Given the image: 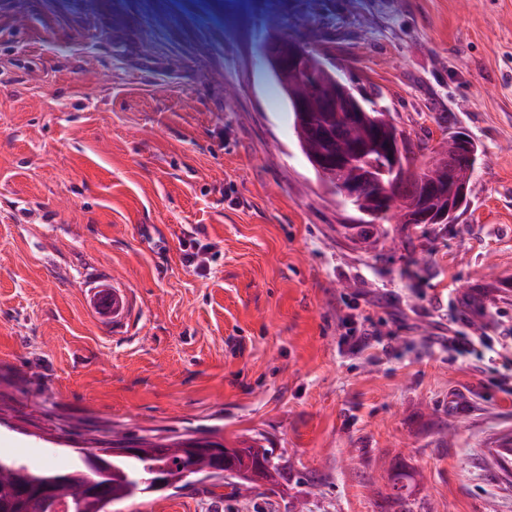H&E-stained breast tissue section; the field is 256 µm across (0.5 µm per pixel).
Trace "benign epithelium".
Masks as SVG:
<instances>
[{"label": "benign epithelium", "instance_id": "7a95c632", "mask_svg": "<svg viewBox=\"0 0 512 512\" xmlns=\"http://www.w3.org/2000/svg\"><path fill=\"white\" fill-rule=\"evenodd\" d=\"M263 58L284 70H293L306 77L307 95L295 99L298 124L310 140H318L325 149L311 154L313 166L320 177L355 209L373 218H386L395 224H446L459 212L467 196V185L456 181L459 168L468 162V155L457 152L448 156V181L456 182L453 193L440 195V184L429 177L414 179L407 171L405 157L408 141L396 128H391L384 139L374 135L350 138V153H336V140L344 138L342 130L329 124L317 122L311 113L310 100L318 98L329 111L346 113L352 127L364 124L366 106L354 91L342 82H336V91L326 94L320 83L309 77L307 68L308 46L300 39L283 37L264 45ZM384 155L392 167L400 171L399 178L390 183L375 179L369 169H359L356 175H347L348 169L356 166L357 160L374 152ZM141 444L130 441L93 451L76 449L77 456L93 475L82 490L81 499L111 498L109 482L111 468L109 458L115 455H133L140 452ZM182 453L193 459L204 458L207 466L191 474L195 482L220 481L228 475L248 476L258 479L253 473L238 471L232 466L234 449L224 443L208 439L188 437L182 440ZM140 493L164 492L174 489V484L161 470H156L141 481Z\"/></svg>", "mask_w": 512, "mask_h": 512}]
</instances>
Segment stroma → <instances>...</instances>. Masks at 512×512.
Segmentation results:
<instances>
[{
	"label": "stroma",
	"instance_id": "1",
	"mask_svg": "<svg viewBox=\"0 0 512 512\" xmlns=\"http://www.w3.org/2000/svg\"><path fill=\"white\" fill-rule=\"evenodd\" d=\"M272 31L412 142L469 134L468 208L353 238L262 65ZM365 316L383 342L357 351ZM511 333L512 0H0L1 457L258 438L275 484L110 512H396L398 473L413 512H512Z\"/></svg>",
	"mask_w": 512,
	"mask_h": 512
}]
</instances>
